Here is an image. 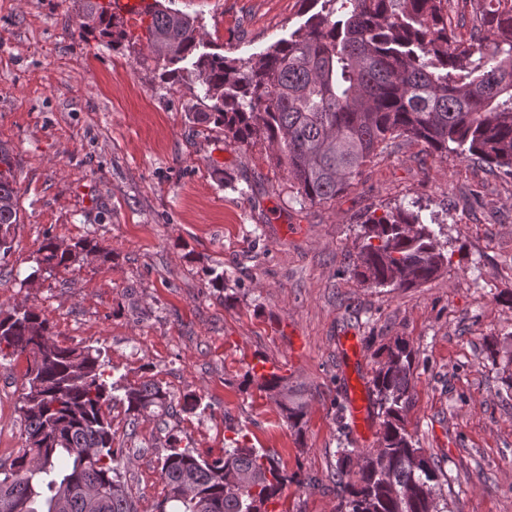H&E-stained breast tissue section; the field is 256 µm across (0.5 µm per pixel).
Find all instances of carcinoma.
<instances>
[{
	"label": "carcinoma",
	"instance_id": "obj_1",
	"mask_svg": "<svg viewBox=\"0 0 512 512\" xmlns=\"http://www.w3.org/2000/svg\"><path fill=\"white\" fill-rule=\"evenodd\" d=\"M81 4L78 37L98 28L114 35L112 17ZM321 3L288 39L255 60L196 54L195 18L160 8L147 27L151 46L172 68L194 58L193 73L211 102L195 113L239 143L268 142L285 161L289 187L310 203L344 193L362 168L395 146L421 142L440 155L456 152L512 177V0H303ZM0 253L11 249L18 223L10 158L0 149ZM422 205L372 213L359 224L353 276L370 288H418L448 266L444 246ZM91 240L41 245L39 264L66 267ZM33 307L0 317L3 348L27 355L20 407L25 448L0 463V512H137L116 466L112 423L104 406L124 390L130 424L168 394L154 380L121 388L109 382L101 353L63 347ZM416 356L396 338L372 377L380 426L377 452L338 450L336 477L344 497L337 512H448L440 504V465L407 431ZM288 426L301 432L307 404L284 376L257 377ZM167 494L158 512H267L288 474L270 455L238 439L208 460L174 439L161 461ZM172 510H167V507Z\"/></svg>",
	"mask_w": 512,
	"mask_h": 512
}]
</instances>
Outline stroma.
<instances>
[{"label": "stroma", "instance_id": "stroma-1", "mask_svg": "<svg viewBox=\"0 0 512 512\" xmlns=\"http://www.w3.org/2000/svg\"><path fill=\"white\" fill-rule=\"evenodd\" d=\"M198 18L200 49L254 59L308 17L302 0H161ZM142 18L115 42L87 32L73 0H0V146L20 221L0 256V311L33 307L63 347L101 350L121 385L154 379L175 407L130 428L111 411L120 471L138 512L166 496L170 437L205 456L242 433L298 483L274 512H336L339 444L379 446V420L336 423L351 384L370 389L395 338L416 355L406 427L446 475L448 512H512V178L456 154L398 142L335 200L296 199L267 142L240 144L194 120L203 90L176 86ZM420 202L452 260L418 288H369L352 274L356 226ZM92 239L110 261L40 268L45 237ZM224 285L211 287L216 276ZM262 356L307 403L295 433L249 377ZM25 356H0V462L24 446ZM199 408L185 413L186 396Z\"/></svg>", "mask_w": 512, "mask_h": 512}]
</instances>
